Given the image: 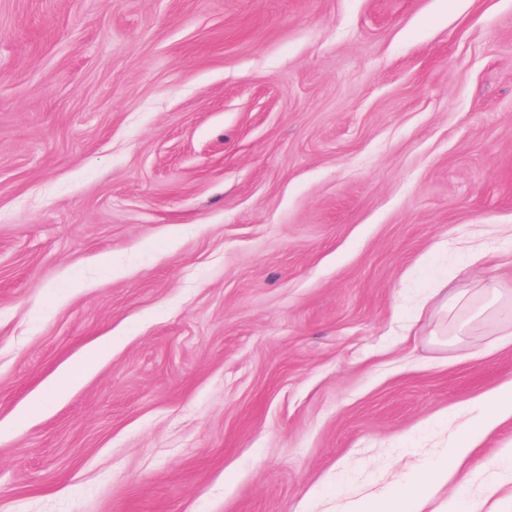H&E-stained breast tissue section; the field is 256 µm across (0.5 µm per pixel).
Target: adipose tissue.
Listing matches in <instances>:
<instances>
[{
	"label": "adipose tissue",
	"mask_w": 512,
	"mask_h": 512,
	"mask_svg": "<svg viewBox=\"0 0 512 512\" xmlns=\"http://www.w3.org/2000/svg\"><path fill=\"white\" fill-rule=\"evenodd\" d=\"M512 417V381L499 386L470 410L447 452L431 465L410 470L379 492H367L353 503L354 512H447L436 505L448 483L464 485L461 468L481 440L503 419Z\"/></svg>",
	"instance_id": "ef3b65f1"
}]
</instances>
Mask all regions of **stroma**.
I'll list each match as a JSON object with an SVG mask.
<instances>
[{
  "instance_id": "stroma-1",
  "label": "stroma",
  "mask_w": 512,
  "mask_h": 512,
  "mask_svg": "<svg viewBox=\"0 0 512 512\" xmlns=\"http://www.w3.org/2000/svg\"><path fill=\"white\" fill-rule=\"evenodd\" d=\"M494 298L512 0H0V512H349L512 380ZM112 350V339L104 342L95 348L84 359L71 365L60 377L59 381L54 384L47 393L38 398L33 403L34 409H41L49 398H60L65 395L68 389L82 376L88 373L95 363Z\"/></svg>"
}]
</instances>
